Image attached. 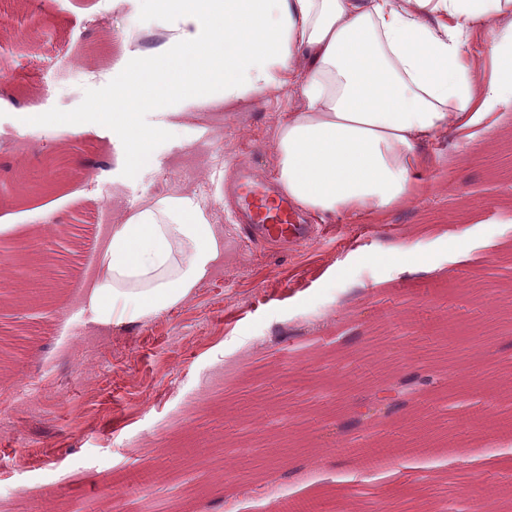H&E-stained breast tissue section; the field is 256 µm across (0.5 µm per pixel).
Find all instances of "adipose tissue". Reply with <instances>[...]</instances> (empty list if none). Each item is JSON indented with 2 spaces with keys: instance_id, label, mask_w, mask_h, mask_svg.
I'll use <instances>...</instances> for the list:
<instances>
[{
  "instance_id": "adipose-tissue-1",
  "label": "adipose tissue",
  "mask_w": 512,
  "mask_h": 512,
  "mask_svg": "<svg viewBox=\"0 0 512 512\" xmlns=\"http://www.w3.org/2000/svg\"><path fill=\"white\" fill-rule=\"evenodd\" d=\"M162 22L158 46L126 52L94 109L126 170L148 166L168 116L290 91L277 130L280 191L303 214L361 217L413 203L428 143L466 146L512 106V0H134ZM488 58L468 51L475 32ZM158 120L148 125L146 111ZM224 241L192 195L127 210L100 246L79 316L144 324L186 302Z\"/></svg>"
}]
</instances>
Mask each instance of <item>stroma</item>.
Masks as SVG:
<instances>
[{
	"mask_svg": "<svg viewBox=\"0 0 512 512\" xmlns=\"http://www.w3.org/2000/svg\"><path fill=\"white\" fill-rule=\"evenodd\" d=\"M100 0H0V512H278L284 498L319 512L383 496L388 512H476L485 483L512 490L499 470L482 480L450 468L449 451H512V109L492 141L432 142L435 165L407 207L339 216L283 252L250 241L224 205L236 165L274 174L287 93L211 106L175 119L154 164L122 183L123 157L88 116L124 65L123 36L148 40L156 21L121 11L98 21ZM111 55L108 81L91 79ZM81 116L85 130L33 127L28 106ZM102 160L92 179L65 164L48 189L21 192L53 155ZM190 194L224 234V258L183 305L110 332L75 319L96 252L125 211ZM50 273L21 297L16 244ZM413 250L422 268L379 262ZM421 367L458 379L471 404L450 408L437 386L421 402L429 429L413 433L412 467L345 481L351 432L343 423L373 382ZM38 383V382H37ZM433 444L435 453L423 452ZM153 476L136 485L131 466ZM264 493L252 490L254 479Z\"/></svg>",
	"mask_w": 512,
	"mask_h": 512,
	"instance_id": "1",
	"label": "stroma"
}]
</instances>
